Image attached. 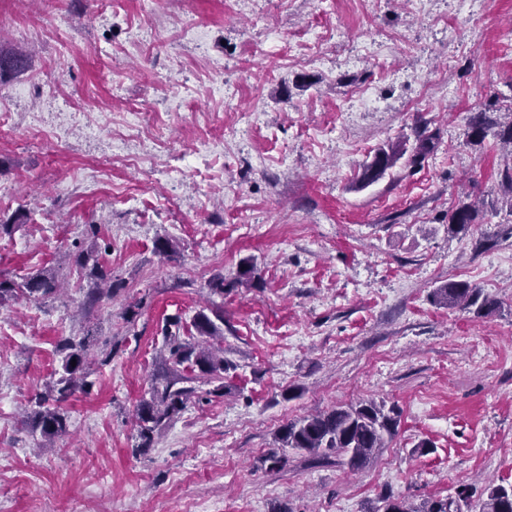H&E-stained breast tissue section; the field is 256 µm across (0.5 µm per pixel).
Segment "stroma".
I'll use <instances>...</instances> for the list:
<instances>
[{"instance_id":"obj_1","label":"stroma","mask_w":512,"mask_h":512,"mask_svg":"<svg viewBox=\"0 0 512 512\" xmlns=\"http://www.w3.org/2000/svg\"><path fill=\"white\" fill-rule=\"evenodd\" d=\"M0 54L28 61L0 76V276L52 266L62 283L0 306V512H382L463 486L476 512L512 484V195L495 136L512 120V0H0ZM479 117L491 132L474 143ZM392 146L394 166L360 186ZM465 203L475 222L449 232ZM94 244L114 288L92 303L73 257ZM246 259L253 288L233 284ZM451 281L495 309L438 305ZM207 303L230 368L138 447L166 320L190 328ZM84 334L112 358L38 449L29 400L58 342ZM367 400L400 416L363 469L296 451L269 468L283 425ZM398 153L396 148H391L389 151L381 150L377 152L370 162L361 166L357 182L366 185L383 177L387 170L394 165Z\"/></svg>"}]
</instances>
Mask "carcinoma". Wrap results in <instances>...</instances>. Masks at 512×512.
<instances>
[{
  "label": "carcinoma",
  "mask_w": 512,
  "mask_h": 512,
  "mask_svg": "<svg viewBox=\"0 0 512 512\" xmlns=\"http://www.w3.org/2000/svg\"><path fill=\"white\" fill-rule=\"evenodd\" d=\"M398 155L392 148L381 150L373 159L361 166L357 182L366 185L377 181L390 169ZM476 211L469 205H463L449 216V227L461 231L475 219ZM96 246L80 252L75 262L87 270V276L93 280L96 288L89 298L99 301L112 297V288H102L100 284L112 281L111 272L95 259ZM256 275L254 267L247 261L240 264L235 283L249 288L254 285ZM22 292L30 301H41L60 291V285L54 271L44 268L29 276L21 286L0 277V305ZM435 300L446 307H474L477 310H493L496 302L481 297L479 288L466 281H450L435 291ZM224 320V314L217 308L205 312L199 311L193 319L192 327L196 336L187 341L177 335L168 334L171 378L163 387H153L151 397L143 399L135 410L138 447L149 448L153 444L154 434L173 416L181 412L194 395L192 387H180L182 378L176 368L182 367L197 373L200 377L221 380L229 364L224 356L217 354L209 346L207 339L217 333L214 320ZM89 336L81 338L65 337L57 344V352L62 355L60 370L45 384L42 392L31 398V411L28 420L32 434H40L45 439L67 432L68 414L65 404L78 392L85 390L89 362L87 348ZM76 364H71V361ZM398 419L394 409L386 408L385 403L373 400L356 405L337 406L327 412L290 421L275 434L280 448L305 452L311 455L334 453L346 458V464L352 469L365 467L376 448L385 446L386 439L395 435ZM384 512H458L457 500H428L420 507H414L402 500L385 498ZM479 512H512V485L493 486L488 489L487 497L479 507Z\"/></svg>",
  "instance_id": "obj_1"
}]
</instances>
